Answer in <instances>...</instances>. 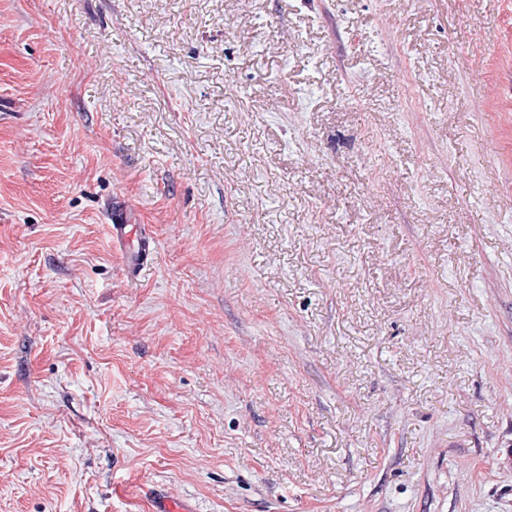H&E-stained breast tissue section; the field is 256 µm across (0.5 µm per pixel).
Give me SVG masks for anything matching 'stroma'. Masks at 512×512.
<instances>
[{
    "label": "stroma",
    "mask_w": 512,
    "mask_h": 512,
    "mask_svg": "<svg viewBox=\"0 0 512 512\" xmlns=\"http://www.w3.org/2000/svg\"><path fill=\"white\" fill-rule=\"evenodd\" d=\"M509 448L512 0H0V512H512ZM131 223L125 209L112 207L107 224L112 245L123 250L127 273L137 278L150 259L153 239L145 224Z\"/></svg>",
    "instance_id": "stroma-1"
}]
</instances>
